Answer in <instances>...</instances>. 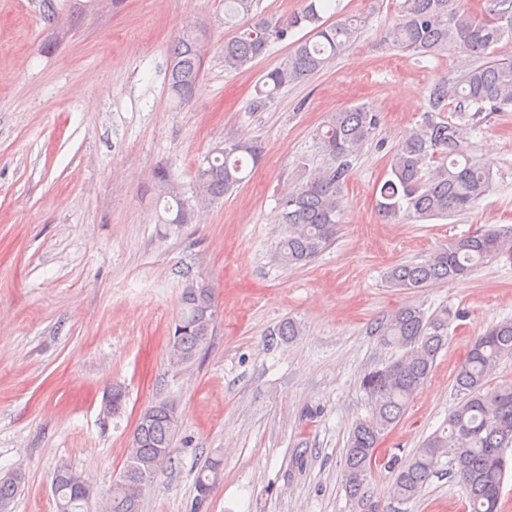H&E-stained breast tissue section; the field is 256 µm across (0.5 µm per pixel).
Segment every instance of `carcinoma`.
<instances>
[{"instance_id":"1","label":"carcinoma","mask_w":512,"mask_h":512,"mask_svg":"<svg viewBox=\"0 0 512 512\" xmlns=\"http://www.w3.org/2000/svg\"><path fill=\"white\" fill-rule=\"evenodd\" d=\"M255 0H224L227 22L243 21L241 30L224 42V70L242 69L262 57L270 43L283 41L296 29H310V37L295 43L278 66L264 74L250 109L260 110L284 87L301 82L341 58L357 40L365 18L342 15L329 22L323 14L332 0H307L304 8L285 19L254 12ZM512 37V0H487L479 18L461 0H403L384 40L400 51L442 56L452 50L482 60L456 81L443 80L428 88V108L417 126L397 144L388 178L376 190L378 212L387 222L446 217L473 209L490 189V172L470 153L469 131L496 112H512V61L494 57L504 37ZM168 86L179 101L190 100L200 82L206 50L188 31L170 47ZM454 109L459 122L445 119ZM378 114L361 104L331 115L319 132L325 165L313 170L280 203L284 232L274 260L289 269L314 261L336 238L343 206V187L353 160L372 137ZM261 147L232 142L214 147L195 173L200 194L213 201L241 184L246 163L257 165ZM166 198L162 224H191L195 219L180 197L177 181L164 170L154 172ZM505 258L512 261V228L479 230L460 237L415 262H401L386 272L390 287L419 291L434 283L456 281L477 268ZM180 315L169 345L170 366L176 370L193 363L208 346L216 326V293L204 279L185 275ZM452 321L448 309L427 313L405 305L379 320L372 329L382 346L396 357L365 373L360 380L368 415L357 420L344 454V481L357 497L379 457L381 438L395 427L419 389L430 377L448 340ZM302 334L291 319L279 323L273 335L285 343ZM512 353V320H504L474 339L455 376L460 404L445 425L429 435L412 457L394 467L391 493L401 500L416 498L438 473L442 459H450L465 486L469 512H501V494L512 446V383L492 386L490 377L501 357ZM126 392L110 388L104 398L108 414L118 416ZM179 429L173 404L159 401L141 410L133 430L122 472L102 493L100 512H141V502L155 476L172 463V442ZM224 459L206 457L195 481V507L200 512L221 482ZM26 483L22 468L0 472V512L10 506ZM57 512H92L95 493L81 473L60 467L53 480Z\"/></svg>"}]
</instances>
